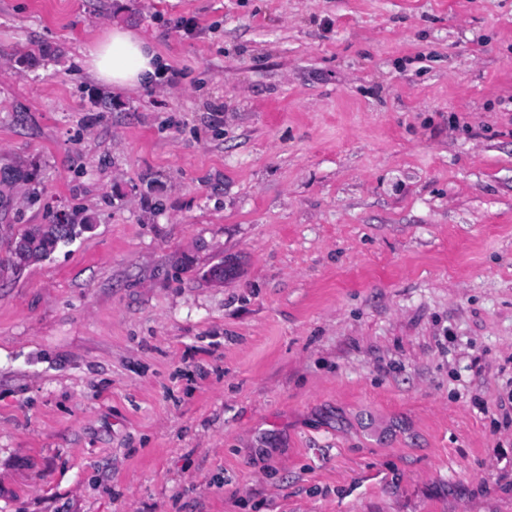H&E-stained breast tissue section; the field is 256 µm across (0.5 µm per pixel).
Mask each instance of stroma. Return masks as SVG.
<instances>
[{"label":"stroma","mask_w":512,"mask_h":512,"mask_svg":"<svg viewBox=\"0 0 512 512\" xmlns=\"http://www.w3.org/2000/svg\"><path fill=\"white\" fill-rule=\"evenodd\" d=\"M1 161L0 512H512V0H0ZM84 65L92 78L112 89L151 87L164 77L152 44L118 23L85 47ZM29 229L19 235H11L6 239L0 237V274L15 272L14 268L18 263V248L28 242Z\"/></svg>","instance_id":"stroma-1"}]
</instances>
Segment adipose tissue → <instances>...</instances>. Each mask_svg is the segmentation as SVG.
I'll return each mask as SVG.
<instances>
[{"mask_svg": "<svg viewBox=\"0 0 512 512\" xmlns=\"http://www.w3.org/2000/svg\"><path fill=\"white\" fill-rule=\"evenodd\" d=\"M84 65L92 78L115 89L151 87L163 77L162 60L152 44L118 23L85 47Z\"/></svg>", "mask_w": 512, "mask_h": 512, "instance_id": "obj_1", "label": "adipose tissue"}]
</instances>
